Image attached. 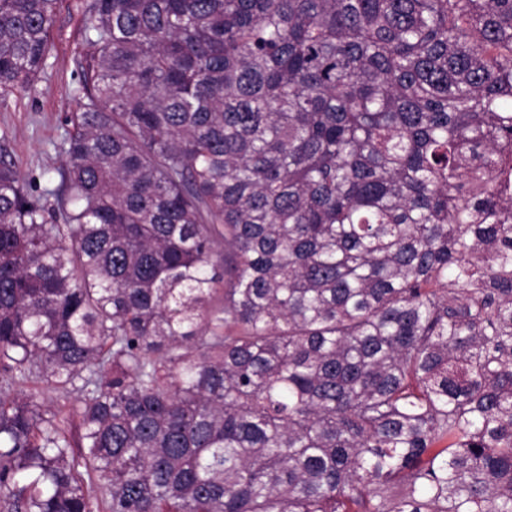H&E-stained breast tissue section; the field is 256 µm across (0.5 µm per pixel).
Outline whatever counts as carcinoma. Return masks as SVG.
Masks as SVG:
<instances>
[{"label":"carcinoma","mask_w":512,"mask_h":512,"mask_svg":"<svg viewBox=\"0 0 512 512\" xmlns=\"http://www.w3.org/2000/svg\"><path fill=\"white\" fill-rule=\"evenodd\" d=\"M58 4L0 0V98ZM86 40L53 205L0 160V512H512V0Z\"/></svg>","instance_id":"obj_1"}]
</instances>
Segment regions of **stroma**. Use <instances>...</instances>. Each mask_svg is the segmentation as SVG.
Returning <instances> with one entry per match:
<instances>
[{"instance_id": "1", "label": "stroma", "mask_w": 512, "mask_h": 512, "mask_svg": "<svg viewBox=\"0 0 512 512\" xmlns=\"http://www.w3.org/2000/svg\"><path fill=\"white\" fill-rule=\"evenodd\" d=\"M91 3L61 0L44 75L34 88L13 91L0 102V157L15 163L38 198L59 182L66 117L85 101L81 62L89 51L85 25Z\"/></svg>"}]
</instances>
